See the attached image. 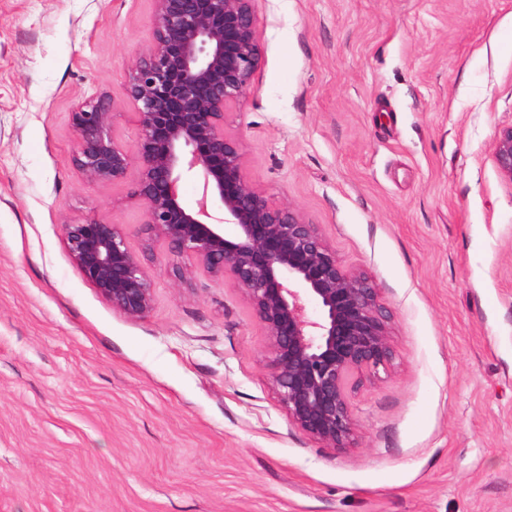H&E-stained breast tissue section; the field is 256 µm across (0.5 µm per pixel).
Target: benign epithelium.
<instances>
[{"label": "benign epithelium", "mask_w": 512, "mask_h": 512, "mask_svg": "<svg viewBox=\"0 0 512 512\" xmlns=\"http://www.w3.org/2000/svg\"><path fill=\"white\" fill-rule=\"evenodd\" d=\"M252 2L154 0L152 42L125 87L135 107V151L116 141L114 105L99 97L71 113L74 162L101 186L125 181L137 167L130 197L142 205L151 240L167 245L179 278L200 271L235 283L265 329L271 382L289 423L341 450L357 437L350 382L392 365L390 315L373 280L347 269L318 225L253 186L242 142L224 129L260 63ZM493 158L512 182V125L498 131ZM188 176L201 183L193 207L181 196ZM62 239L113 309L130 318L150 311L152 280L114 225L69 222ZM309 301L319 308L315 318Z\"/></svg>", "instance_id": "obj_1"}]
</instances>
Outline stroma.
Listing matches in <instances>:
<instances>
[{"label": "stroma", "mask_w": 512, "mask_h": 512, "mask_svg": "<svg viewBox=\"0 0 512 512\" xmlns=\"http://www.w3.org/2000/svg\"><path fill=\"white\" fill-rule=\"evenodd\" d=\"M261 63L226 117L258 188L376 283L394 366L351 392L358 447L288 421L232 280L176 279L129 183L73 164L153 0H0V512H512V0H254ZM117 225L153 280L138 319L61 226ZM493 158L500 176L512 182V125L498 131L493 145Z\"/></svg>", "instance_id": "1"}]
</instances>
